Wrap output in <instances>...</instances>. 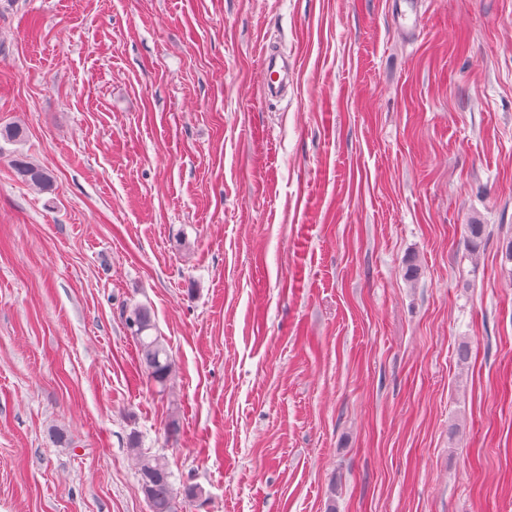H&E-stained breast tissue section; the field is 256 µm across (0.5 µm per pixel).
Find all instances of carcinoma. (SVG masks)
Wrapping results in <instances>:
<instances>
[{
	"label": "carcinoma",
	"instance_id": "obj_1",
	"mask_svg": "<svg viewBox=\"0 0 512 512\" xmlns=\"http://www.w3.org/2000/svg\"><path fill=\"white\" fill-rule=\"evenodd\" d=\"M12 165L23 182L42 191L53 190L52 173L27 156L15 155ZM125 324L137 341L148 379L160 390H165L173 376L174 362L161 337L150 335L154 329L150 311L141 306L132 308L125 317ZM130 449L136 455L139 483L150 512H178L177 493L165 458L140 448L139 438L135 434L130 437Z\"/></svg>",
	"mask_w": 512,
	"mask_h": 512
}]
</instances>
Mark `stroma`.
Returning a JSON list of instances; mask_svg holds the SVG:
<instances>
[{
    "label": "stroma",
    "instance_id": "1",
    "mask_svg": "<svg viewBox=\"0 0 512 512\" xmlns=\"http://www.w3.org/2000/svg\"><path fill=\"white\" fill-rule=\"evenodd\" d=\"M396 3L0 0V512H512V0ZM277 57L278 54L269 49H266L262 55L261 66L266 74L268 92L275 91L284 77H288V65L280 62ZM16 175L25 183L42 191H52L54 177L46 168L34 163L26 155L17 154L12 159ZM125 324L139 346L148 379L164 391L174 372V362L160 336H151L154 323L150 311L141 306L129 310ZM129 447L136 455L139 483L150 512H177V493L165 458L140 448L139 438L135 434L130 437Z\"/></svg>",
    "mask_w": 512,
    "mask_h": 512
}]
</instances>
